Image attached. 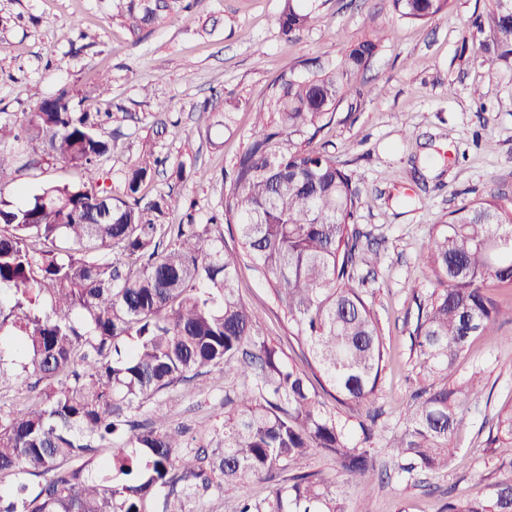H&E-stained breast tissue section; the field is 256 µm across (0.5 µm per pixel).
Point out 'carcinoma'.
Masks as SVG:
<instances>
[{"label":"carcinoma","instance_id":"cac0c4a2","mask_svg":"<svg viewBox=\"0 0 512 512\" xmlns=\"http://www.w3.org/2000/svg\"><path fill=\"white\" fill-rule=\"evenodd\" d=\"M112 19L137 36L160 24L181 0H108ZM450 0H392L400 18L427 23ZM314 20L308 0H284L286 39ZM489 60L512 56V0H491ZM387 38L364 36L333 66L284 72L252 106L254 125L224 181L221 210L198 224L195 205L179 224L165 222L170 202L143 201L141 185L169 157L136 156L122 186L106 185L112 143L102 130L112 113L79 112L69 92L22 114L19 132L0 124V174L35 168L44 157L80 170L84 181L51 185L16 206L0 194V386L13 381L6 355L21 369L32 401L0 423V512H189L188 501L213 477L228 490L284 469L312 451L333 454L363 489L374 466L346 425L327 413L318 390L343 402L372 398L385 351L357 267L379 261L361 247L354 224L359 195L351 176L317 144L339 106L362 95L358 76ZM235 226L237 246L211 227ZM421 259L438 283L418 315L416 345L430 364L427 397L412 405L391 444L400 473L448 466L460 408L479 383L448 385L458 359L497 314L485 288L512 287V200L490 190L435 225ZM251 261L273 287L290 336L324 382L287 364L263 334L257 311L236 295L240 265ZM245 380L210 446L185 452V430L134 420L144 404L214 368ZM487 446L512 457V408L496 414ZM122 444L98 462L99 475L71 461L96 460L102 443ZM41 478L30 493L26 477ZM238 512H345L337 492L295 474L262 502ZM448 512H512V478L484 499Z\"/></svg>","mask_w":512,"mask_h":512}]
</instances>
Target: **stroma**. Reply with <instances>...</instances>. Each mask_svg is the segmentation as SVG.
<instances>
[{
    "label": "stroma",
    "mask_w": 512,
    "mask_h": 512,
    "mask_svg": "<svg viewBox=\"0 0 512 512\" xmlns=\"http://www.w3.org/2000/svg\"><path fill=\"white\" fill-rule=\"evenodd\" d=\"M282 0H199L195 22L172 15L141 40L113 21L104 0H0V122L34 109L37 99L68 87L78 109L110 110L103 131L116 147L105 163L109 183L121 186L130 157L151 146L171 163L194 159L204 177L175 181L155 177L143 192L168 195V219L196 202L198 223L220 210L224 172L252 123L249 106L271 80L299 70L306 59L338 60L369 31L389 38L370 61L365 86L381 84L382 96L364 94L340 106L322 140L327 152L352 176L361 194L354 222L369 233L380 261L365 277V295L378 320L386 352L379 388L369 401L326 409L364 441L381 477L371 496L348 480L335 458L314 452L289 471L250 479L240 490L213 483L193 500L191 512H236L240 497L261 500L290 474L315 473L344 493L347 512H448L449 502L480 496L487 486L512 476V458L487 448L496 413L512 406V288L489 286L499 314L489 335L475 338L450 377L459 383L480 374L482 390L461 411L456 452L448 466L407 480L392 471L389 446L428 369L416 353L420 302L435 286L419 253L430 230L448 212L489 189L512 197V58L488 61L489 28H478L488 0H451L447 13L412 24L391 0H317L315 19L288 41L277 23ZM168 108L158 116V105ZM232 122H225V113ZM81 174L48 161L11 172L0 191L24 205L38 189L76 184ZM240 299L257 310L265 336L295 369L307 360L288 334L283 315L261 273L241 264ZM234 376L176 385L143 408L139 423L157 416L187 426L192 446L206 444L224 423V395Z\"/></svg>",
    "instance_id": "35a3bbf8"
}]
</instances>
